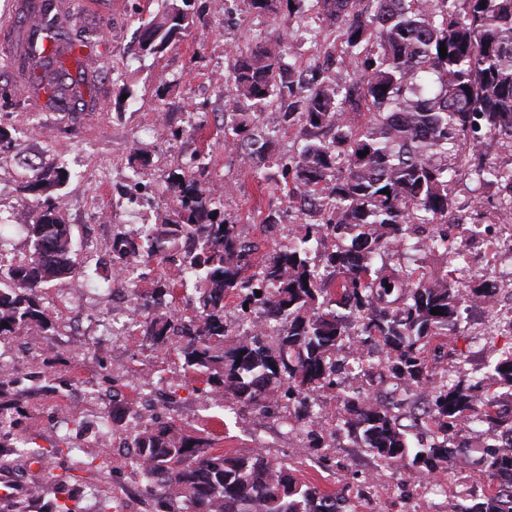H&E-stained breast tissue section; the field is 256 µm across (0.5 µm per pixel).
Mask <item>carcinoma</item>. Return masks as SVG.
I'll use <instances>...</instances> for the list:
<instances>
[{"label":"carcinoma","instance_id":"carcinoma-1","mask_svg":"<svg viewBox=\"0 0 512 512\" xmlns=\"http://www.w3.org/2000/svg\"><path fill=\"white\" fill-rule=\"evenodd\" d=\"M289 2L285 22L295 16L318 23L330 51L301 71L259 45L233 51L222 95L231 86L236 98L224 118V144L247 156L262 183L269 164L278 166L279 191L298 212L301 233L267 253L263 275L255 277L258 246L225 219L224 201L206 191V167L198 163L168 175L180 194L163 223L143 232L123 230L107 245L117 270L157 259L195 277L198 306L187 324L172 310L173 278L161 277L143 293L134 290L148 310L140 327L160 347L179 337L173 349L186 367L209 376L214 393L262 412L270 411L268 394L276 386L286 388L301 411L308 395L340 385L336 352L350 314L359 318L362 344L388 349L386 368L394 378L426 387V346L460 313L463 294L452 283L469 256L456 238L471 237L476 226L498 224L505 215L502 199L484 203L483 188L512 196V164H489L483 154L488 138L512 144V0ZM25 8L35 19L23 34L27 47L45 35L65 49L49 59L27 50L17 68L34 76L32 87L49 94L57 111L67 112L70 103L92 94V85L74 80L62 57L98 32L70 33L69 20L82 11L77 0H27ZM192 23L172 0L141 26L142 50L163 52ZM338 52L353 65L341 84L331 77ZM270 115L282 130L295 131L297 145L286 161L269 154ZM462 175L476 183V221L457 223L450 234L451 186ZM67 180L63 167L44 166L21 191H47ZM62 210L61 198L45 196L25 225L32 253L0 273V336L55 331L40 288L78 269ZM426 226V251L441 256L446 269L428 278L420 267L389 265L392 253L415 250L413 235ZM186 240L194 242L192 249L184 248ZM229 296L247 307L244 315L264 307L282 323L276 341L254 335L228 343ZM433 308L441 314H431ZM488 351L490 374L429 388L430 443L409 448L398 405L359 397L346 404V432L386 464L430 472L463 455V443L448 445L462 422L487 423L496 430L482 474L493 483L500 473H512V448L495 444L500 434L512 435V413L498 408L489 384L496 379L512 389V348L492 343ZM134 452L141 462L136 473L163 512H348L352 502L349 494L298 481L260 451L215 454L208 439L187 436L174 423L146 428ZM459 512H512V494L499 490Z\"/></svg>","mask_w":512,"mask_h":512}]
</instances>
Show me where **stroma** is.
Wrapping results in <instances>:
<instances>
[{"mask_svg":"<svg viewBox=\"0 0 512 512\" xmlns=\"http://www.w3.org/2000/svg\"><path fill=\"white\" fill-rule=\"evenodd\" d=\"M17 2L0 0V95L9 101L8 106L0 105V127L19 131L14 147L0 154V251L10 259L30 252L31 244L12 215L32 218L36 197L21 193L20 186L32 167L55 164L63 156L70 179L55 193L72 226L77 258L84 263L74 275L46 284L41 290L44 300L74 292L93 298L98 289L111 287L110 257L91 252L92 238L100 232L112 237L131 221L161 223L179 194L168 174L186 168L201 154L209 166L208 188L224 198L226 218L241 225L247 238L258 244L259 254L271 250L274 239L256 214L271 205L284 207L285 202L264 190L225 146L224 98L217 78L225 74L230 52L252 45L259 34L265 48L284 62L301 65L317 58L311 35L301 25L285 24L287 0H274L271 11L260 15L252 13L245 0H233L221 15L214 12L212 0H193L190 31L157 55L141 51L137 29L161 10L162 0H121L117 11L114 0H81L79 25L104 32L105 39L87 43L67 60L72 73L95 79L97 85L96 101L70 112L52 111L46 96L26 87L11 63L19 33L32 22L19 12ZM116 71L122 75L117 82L112 79ZM31 120L38 122L39 133L25 132ZM137 182L146 185L147 194L132 204L123 193ZM95 208L115 215L104 229L94 223ZM493 315L491 307L474 304L468 330L434 338V345L448 349L449 366H456L462 356L468 370L484 371L488 339L481 331ZM95 330L94 323L87 322L65 338L44 337L32 354L26 350V334L0 338V347L17 352L24 385L48 388L38 400L28 393L7 394L15 430L0 435V449H12L21 441L30 448L57 449L52 473L66 476L67 483L53 492L63 498L84 491L82 512H93L98 492L118 497L124 512H156L154 498L142 490L137 474L126 464V423L105 427L100 420L111 417L113 405H140V396L127 388L129 380L152 384L167 373L178 375L181 386L163 395L148 423L176 422L185 435L208 438L216 453L232 455L261 444L266 455L291 468L299 481L328 491L381 475V484L356 500L354 512H403L405 502L417 497L423 498L425 512H454L459 496H466L471 505L482 499L487 482L477 472L456 474L444 462L428 474L414 467L397 469L381 463L359 439L335 435L312 416H286L279 410L262 414L240 404L231 410L208 406L211 387L205 376L185 369L174 352L157 348L139 330L114 343L96 341ZM85 376L95 382L94 397H87L78 384ZM61 395L75 400L79 408L64 424L57 416ZM102 453L107 456L104 468H80V461ZM23 469L38 483L52 474L34 462Z\"/></svg>","mask_w":512,"mask_h":512,"instance_id":"1","label":"stroma"}]
</instances>
